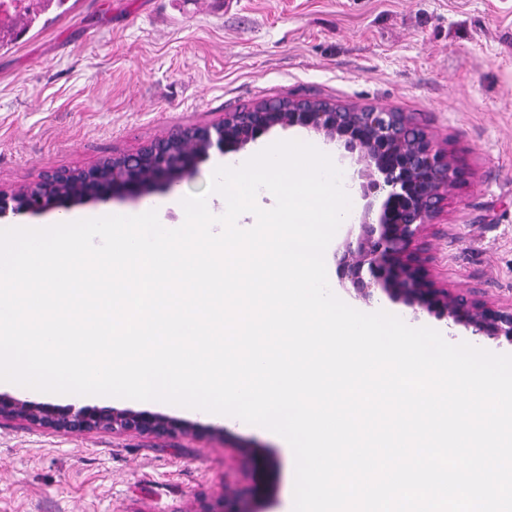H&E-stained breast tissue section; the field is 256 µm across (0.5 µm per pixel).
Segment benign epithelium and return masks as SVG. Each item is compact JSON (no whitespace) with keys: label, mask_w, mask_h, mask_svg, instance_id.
Listing matches in <instances>:
<instances>
[{"label":"benign epithelium","mask_w":512,"mask_h":512,"mask_svg":"<svg viewBox=\"0 0 512 512\" xmlns=\"http://www.w3.org/2000/svg\"><path fill=\"white\" fill-rule=\"evenodd\" d=\"M275 126H300L358 153L360 177L366 179L363 197L385 194L377 218H371L372 203H367L356 239L347 238L336 249L338 278L357 298L370 305L384 294L405 304L416 317L426 313L451 327L471 330L475 338L512 344V305H489L477 299L473 289L452 293L438 287L420 257L422 234L459 169L453 155L403 112L347 109L310 100L226 112L217 124L178 132L134 153L85 169L55 170L10 193L0 190V220L105 200L117 192L139 197L151 186L194 174L211 151L223 155ZM5 414L69 432L120 429L165 438L188 429L182 422L146 412L32 406L0 396V416Z\"/></svg>","instance_id":"1"}]
</instances>
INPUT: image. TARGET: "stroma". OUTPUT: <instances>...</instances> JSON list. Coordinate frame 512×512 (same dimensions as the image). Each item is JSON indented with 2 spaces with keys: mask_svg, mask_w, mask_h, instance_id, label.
I'll return each instance as SVG.
<instances>
[{
  "mask_svg": "<svg viewBox=\"0 0 512 512\" xmlns=\"http://www.w3.org/2000/svg\"><path fill=\"white\" fill-rule=\"evenodd\" d=\"M412 114L461 176L426 233L449 290L512 302V0H75L0 46V190L260 103ZM190 424L166 439L0 417V512H290L281 436L173 404L32 393Z\"/></svg>",
  "mask_w": 512,
  "mask_h": 512,
  "instance_id": "stroma-1",
  "label": "stroma"
}]
</instances>
